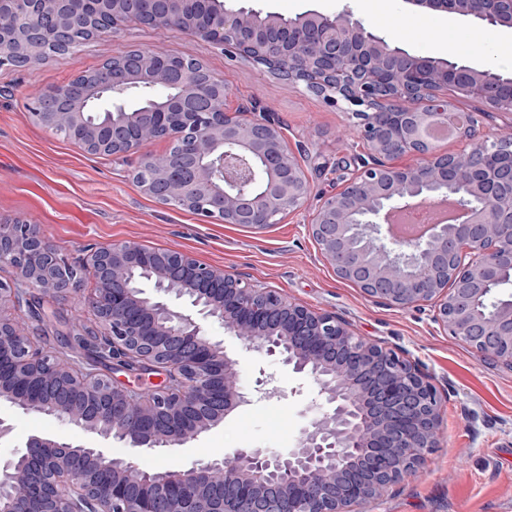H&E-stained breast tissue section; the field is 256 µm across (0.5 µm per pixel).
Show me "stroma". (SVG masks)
Instances as JSON below:
<instances>
[{
	"label": "stroma",
	"mask_w": 512,
	"mask_h": 512,
	"mask_svg": "<svg viewBox=\"0 0 512 512\" xmlns=\"http://www.w3.org/2000/svg\"><path fill=\"white\" fill-rule=\"evenodd\" d=\"M253 5L287 17L309 10L330 16L348 10L355 18L370 20L374 31L393 36L411 54H456L477 69L492 64L495 46H512L510 31L485 28L458 15L416 13L405 0H253ZM448 27L461 39L454 51L439 38ZM132 49L196 58L227 80L228 109L252 104L268 109L311 182L313 196L306 209L260 231L209 223L144 194L135 180L136 156L87 152L34 121L28 93L69 81ZM361 152L357 119L303 85L252 60L229 57L222 47L185 29L160 31L130 22L113 38L83 42L72 55L27 68L0 66V220L39 225L60 256L75 266L115 242L176 249L213 268L242 274L254 287L274 290L289 302L336 314L365 340L407 350L441 393L443 439L422 471L395 484L382 501L370 505V512H512V370L481 362L468 345L433 322L430 306L401 309L368 300L336 276L309 232L320 196L335 193L342 168L355 165ZM21 318L43 345H57L59 335L74 328L103 331L78 295L58 297L35 313L22 311ZM206 328L237 359L244 391H252L268 372L279 395L253 400L196 441L164 451L106 445L53 417L4 405L0 412L10 417L14 430L11 440L0 443V458L32 435L104 446L111 454L161 471L230 456L241 448L293 447L306 423L307 406L318 398V383L227 335L220 323L208 322Z\"/></svg>",
	"instance_id": "stroma-1"
}]
</instances>
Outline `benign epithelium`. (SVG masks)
<instances>
[{"label": "benign epithelium", "instance_id": "1", "mask_svg": "<svg viewBox=\"0 0 512 512\" xmlns=\"http://www.w3.org/2000/svg\"><path fill=\"white\" fill-rule=\"evenodd\" d=\"M243 0H0V64L26 68L72 53L76 33L110 37L127 22L178 27L281 74L359 120L363 153L342 187L320 198L310 233L336 275L373 301L400 308L430 303L434 321L484 362L512 368V299L492 289L512 272V134L474 137L469 116L460 153H439L422 136L448 121L451 87L489 109L512 112V75L461 58L418 57L349 11L295 18ZM512 29V0H408ZM41 88L32 115L94 153L139 155L153 171L140 182L162 204L206 221L262 230L299 210L312 194L297 159L264 111L226 108L229 87L190 57L130 50ZM133 90L142 103L129 110ZM104 97L112 109L97 111ZM412 101L420 108L403 107ZM164 139L160 156L140 153ZM452 198L454 224L402 241L387 215L428 199ZM0 265L28 288L54 297L81 293L80 277L36 224H0ZM97 286L87 304L106 325L112 368L172 375L148 392L106 374H76L22 332L17 287L0 281V403L45 414L129 448L185 446L254 395L238 384L236 359L206 334L213 320L248 346L278 356L321 386L320 412L287 453L242 448L230 459L148 473L104 448L31 435L0 459V512H348L416 472L438 445L441 397L406 352L355 335L336 314L287 302L240 275L178 250L114 243L90 257ZM153 283L148 295L131 275ZM186 305L177 308L174 301Z\"/></svg>", "mask_w": 512, "mask_h": 512}]
</instances>
